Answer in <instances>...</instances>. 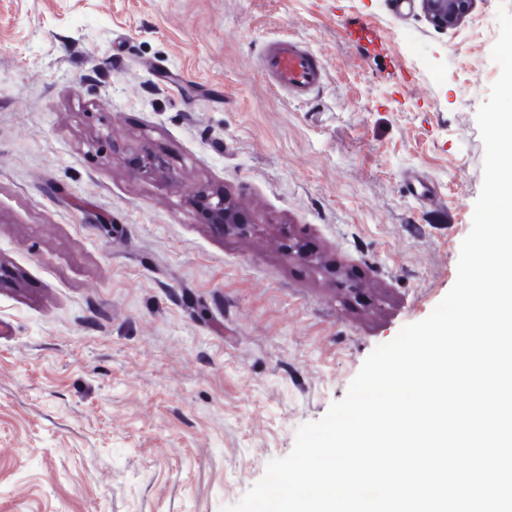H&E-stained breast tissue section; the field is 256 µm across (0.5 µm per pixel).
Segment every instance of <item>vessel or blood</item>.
<instances>
[{
  "instance_id": "vessel-or-blood-1",
  "label": "vessel or blood",
  "mask_w": 512,
  "mask_h": 512,
  "mask_svg": "<svg viewBox=\"0 0 512 512\" xmlns=\"http://www.w3.org/2000/svg\"><path fill=\"white\" fill-rule=\"evenodd\" d=\"M261 73L278 90L297 101L318 91L326 77L319 56L307 45L294 40H273L260 52Z\"/></svg>"
}]
</instances>
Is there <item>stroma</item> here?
<instances>
[{"label": "stroma", "instance_id": "1", "mask_svg": "<svg viewBox=\"0 0 512 512\" xmlns=\"http://www.w3.org/2000/svg\"><path fill=\"white\" fill-rule=\"evenodd\" d=\"M398 2L0 0V512H220L448 293L499 0L446 31ZM282 37L307 101L259 70ZM261 73L278 90L297 101L318 91L326 77L319 56L307 45L294 40H273L260 52ZM140 172L145 176L158 178L169 185L175 184V176L167 162L158 155L148 156L143 160ZM207 202L218 223L216 226L227 231L241 230L245 221L237 211L236 206L224 195L207 197Z\"/></svg>", "mask_w": 512, "mask_h": 512}]
</instances>
